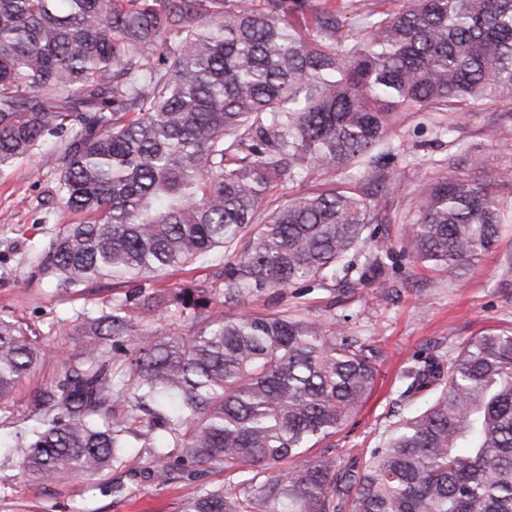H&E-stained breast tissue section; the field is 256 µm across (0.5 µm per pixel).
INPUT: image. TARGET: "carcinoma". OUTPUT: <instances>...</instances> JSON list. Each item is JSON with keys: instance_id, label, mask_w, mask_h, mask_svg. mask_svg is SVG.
<instances>
[{"instance_id": "carcinoma-1", "label": "carcinoma", "mask_w": 512, "mask_h": 512, "mask_svg": "<svg viewBox=\"0 0 512 512\" xmlns=\"http://www.w3.org/2000/svg\"><path fill=\"white\" fill-rule=\"evenodd\" d=\"M397 2L349 18L350 0H0V169L54 141V195L81 215L30 255V278L59 294L123 290L81 314L76 352L56 351V379L7 416L5 447L28 476L90 479L133 436L165 480L300 459L248 478L244 500L205 486L184 512H512V327L403 370L407 412L341 465L326 440L371 392L379 351L343 319L245 306L300 282L332 291L390 259L368 228L389 222L381 160L398 114L448 113L450 143L473 107L512 114V0ZM297 6L312 28L291 24ZM464 164L482 159L448 154ZM285 182L303 191L276 206ZM511 213L494 183L446 176L418 195L398 245L460 278ZM240 243L219 291L233 315L193 281L150 284ZM134 304L174 321L147 333ZM46 360L40 333L0 313V414Z\"/></svg>"}]
</instances>
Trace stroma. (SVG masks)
I'll use <instances>...</instances> for the list:
<instances>
[{"label": "stroma", "instance_id": "stroma-1", "mask_svg": "<svg viewBox=\"0 0 512 512\" xmlns=\"http://www.w3.org/2000/svg\"><path fill=\"white\" fill-rule=\"evenodd\" d=\"M447 123L444 112L401 114L388 159L395 179L383 198L390 221L380 225V235L397 239L400 218L411 209L416 192L447 174L448 138L440 132ZM455 136L483 158L480 177L499 182L501 196L511 199L512 119L475 107L459 122ZM58 168L57 150L48 145L0 170V312L38 329L51 352L73 348L81 314L112 298L108 289L61 296L51 285L29 279L30 253L74 219L61 209L49 223L40 221L37 202L51 194ZM247 305L263 313L295 310L321 322L344 315L354 332L370 337L381 352L375 386L333 444L371 448L401 410L396 401L400 374L413 356L444 353L483 330L512 325V223L497 247L455 281L398 254L362 281L341 282L335 291L270 290L248 298ZM126 454L94 480L77 476L64 485L33 481L12 466L9 481L0 483V512H182L204 485L247 496L238 476L223 466L208 467L200 480L178 475L163 481L152 474L139 440H130ZM134 456L140 459L135 469L129 464Z\"/></svg>", "mask_w": 512, "mask_h": 512}]
</instances>
